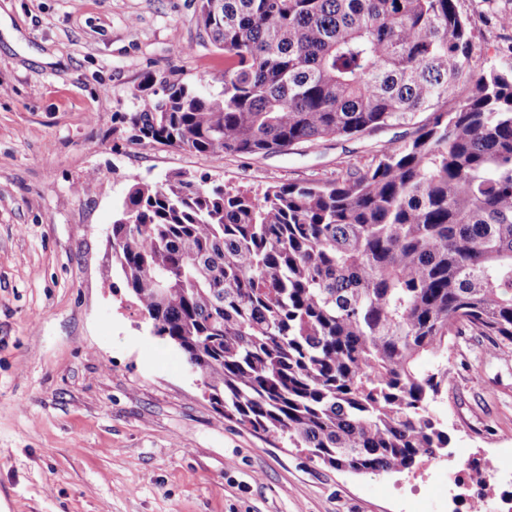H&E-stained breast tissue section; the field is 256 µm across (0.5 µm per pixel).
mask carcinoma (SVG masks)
<instances>
[{
    "instance_id": "cac0c4a2",
    "label": "carcinoma",
    "mask_w": 512,
    "mask_h": 512,
    "mask_svg": "<svg viewBox=\"0 0 512 512\" xmlns=\"http://www.w3.org/2000/svg\"><path fill=\"white\" fill-rule=\"evenodd\" d=\"M197 22L224 72L148 75L132 140L254 156L415 135L324 184L137 180L112 267L224 417L340 471L408 473L451 442L450 338L512 350V69L473 66L455 0H199Z\"/></svg>"
}]
</instances>
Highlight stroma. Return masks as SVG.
<instances>
[{"mask_svg": "<svg viewBox=\"0 0 512 512\" xmlns=\"http://www.w3.org/2000/svg\"><path fill=\"white\" fill-rule=\"evenodd\" d=\"M476 66L512 67V0H456ZM199 0H0V512H448V474L493 463L483 512L512 491V353L448 345L435 466L353 475L224 419L182 353L154 336L112 267L107 236L128 184L186 171L252 190L335 177L395 126L317 148L239 157L132 143L146 74L224 69ZM96 172L93 193L74 187Z\"/></svg>", "mask_w": 512, "mask_h": 512, "instance_id": "35a3bbf8", "label": "stroma"}]
</instances>
